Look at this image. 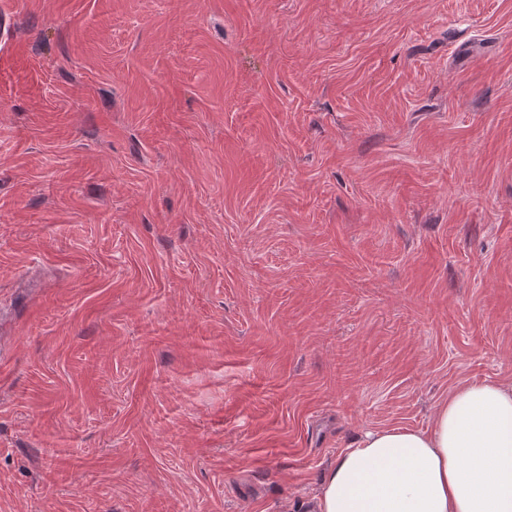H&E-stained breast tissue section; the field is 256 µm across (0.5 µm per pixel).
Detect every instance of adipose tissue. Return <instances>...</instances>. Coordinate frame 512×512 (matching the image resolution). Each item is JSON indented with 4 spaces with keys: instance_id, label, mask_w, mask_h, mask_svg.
<instances>
[{
    "instance_id": "obj_1",
    "label": "adipose tissue",
    "mask_w": 512,
    "mask_h": 512,
    "mask_svg": "<svg viewBox=\"0 0 512 512\" xmlns=\"http://www.w3.org/2000/svg\"><path fill=\"white\" fill-rule=\"evenodd\" d=\"M314 512H512V384L455 387L429 429L368 432L323 476Z\"/></svg>"
}]
</instances>
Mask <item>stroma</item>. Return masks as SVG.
Here are the masks:
<instances>
[{"instance_id": "35a3bbf8", "label": "stroma", "mask_w": 512, "mask_h": 512, "mask_svg": "<svg viewBox=\"0 0 512 512\" xmlns=\"http://www.w3.org/2000/svg\"><path fill=\"white\" fill-rule=\"evenodd\" d=\"M0 20V512H310L512 383V0Z\"/></svg>"}]
</instances>
